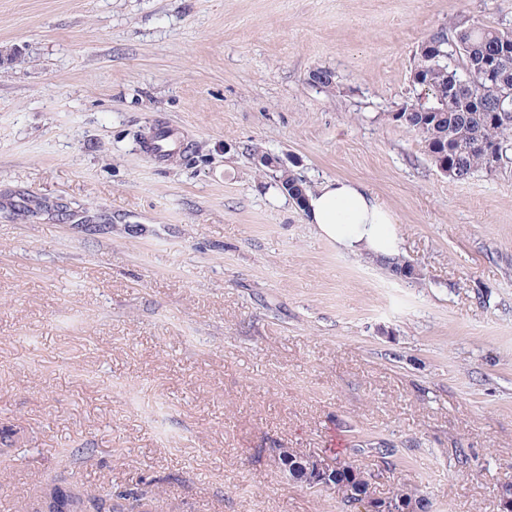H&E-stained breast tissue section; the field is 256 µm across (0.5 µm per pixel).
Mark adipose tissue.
Segmentation results:
<instances>
[{
  "instance_id": "obj_1",
  "label": "adipose tissue",
  "mask_w": 512,
  "mask_h": 512,
  "mask_svg": "<svg viewBox=\"0 0 512 512\" xmlns=\"http://www.w3.org/2000/svg\"><path fill=\"white\" fill-rule=\"evenodd\" d=\"M303 211L321 237L345 252L381 261L400 254L393 213L359 182H321L307 191Z\"/></svg>"
}]
</instances>
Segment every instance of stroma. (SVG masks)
<instances>
[{
    "instance_id": "stroma-1",
    "label": "stroma",
    "mask_w": 512,
    "mask_h": 512,
    "mask_svg": "<svg viewBox=\"0 0 512 512\" xmlns=\"http://www.w3.org/2000/svg\"><path fill=\"white\" fill-rule=\"evenodd\" d=\"M460 14L512 29V0H0V512L51 481L341 512L277 448L501 512L512 161L448 178L391 120ZM160 120L187 148L155 162ZM262 152L309 189L362 183L418 278L322 238Z\"/></svg>"
}]
</instances>
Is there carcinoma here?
Here are the masks:
<instances>
[{
	"mask_svg": "<svg viewBox=\"0 0 512 512\" xmlns=\"http://www.w3.org/2000/svg\"><path fill=\"white\" fill-rule=\"evenodd\" d=\"M505 48L503 59L512 73V30L500 29L484 23H474L466 16H458L449 24L448 43L443 49L448 60L434 62L416 52L412 71L422 76L419 88L425 91L426 101L412 103L401 109L394 121L420 132L425 147L433 160L448 164L453 177L462 179L488 168L484 146H498L509 150L512 145V112L496 121L490 114L498 111L499 100L494 95L481 94L466 77L476 75L487 48ZM281 187L294 201L305 196L306 187L293 174L273 169ZM280 463H288V475L311 488L316 461L295 448H277ZM372 491V473L352 461L345 462L342 473L336 477V493L346 512H352V503L362 494ZM388 498L402 505L406 512H428L430 502L418 489L405 484L395 487ZM49 502V512H118L111 504L112 494L72 488L64 491L51 485L41 502Z\"/></svg>",
	"mask_w": 512,
	"mask_h": 512,
	"instance_id": "cac0c4a2",
	"label": "carcinoma"
}]
</instances>
